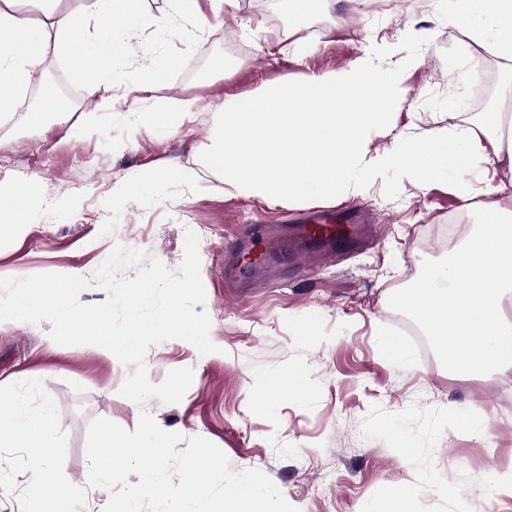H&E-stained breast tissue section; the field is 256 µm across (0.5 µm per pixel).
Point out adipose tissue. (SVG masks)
Here are the masks:
<instances>
[{"instance_id":"obj_1","label":"adipose tissue","mask_w":512,"mask_h":512,"mask_svg":"<svg viewBox=\"0 0 512 512\" xmlns=\"http://www.w3.org/2000/svg\"><path fill=\"white\" fill-rule=\"evenodd\" d=\"M16 2L0 0L1 113L13 109L52 53L97 93L101 78L130 52L127 34L146 21L143 0H86L82 9L52 15L49 25L25 26ZM452 20L472 44L512 61V0H455ZM382 53L374 47L349 69L269 86L222 107V140L208 163L223 174L225 189L244 184L271 203L333 201L363 193L388 164L423 187L476 163L512 168L498 117L480 136L435 130L369 155L370 132L386 127L406 95L375 67ZM455 190L466 203L483 197V224L449 256L445 271L392 300L436 339L449 374L511 381L512 212L498 205L500 188L492 182H461Z\"/></svg>"}]
</instances>
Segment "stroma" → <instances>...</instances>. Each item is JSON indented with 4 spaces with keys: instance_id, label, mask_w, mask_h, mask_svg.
<instances>
[{
    "instance_id": "35a3bbf8",
    "label": "stroma",
    "mask_w": 512,
    "mask_h": 512,
    "mask_svg": "<svg viewBox=\"0 0 512 512\" xmlns=\"http://www.w3.org/2000/svg\"><path fill=\"white\" fill-rule=\"evenodd\" d=\"M289 0H238L236 8L199 27L180 17L159 32L151 20L171 0H144L149 19L130 56L105 75L96 94L72 80L63 60L49 55L43 73L67 90L68 112L31 125L18 103L0 116V187L34 182L24 231L0 240V277L73 273L88 280L79 300L107 298L95 272L115 245L143 250L178 270L186 231L199 238L200 275L217 352L169 340L145 357L152 384L170 370L192 368L183 399L137 404L118 393L129 367L87 346L51 347L50 322L0 323V386L40 380L55 400L67 437L64 474L86 487L79 512H103L108 489L87 488L90 422L105 418L134 431L141 413L164 430L200 436L218 446L232 471L257 469L298 512H373L392 489L416 493L415 512H512V494L495 489L492 471L512 469V412L496 394L512 383L495 376L450 377L435 342H423L401 319L392 293L444 265L449 251L433 241L451 221L479 225L481 205L463 207L454 178L423 188L396 168L381 170L345 207L370 211L375 244L349 246L334 259L303 257L263 292L224 287V247L243 225L280 212L302 214L317 203L270 205L249 187L225 190L205 160L221 137V108L262 87L312 72L349 67L371 46L387 44L377 61L404 79L407 95L373 146L445 128L481 132L482 93L512 111L504 89L512 61L493 51L465 54L464 35L448 19L447 0H328L323 13L299 17ZM175 59L163 84L145 89L150 65ZM224 59L225 70L213 66ZM191 98L195 110L174 128L162 127L157 101ZM470 111H461V103ZM318 333L307 336L310 315ZM398 336L410 361L389 366L379 337ZM302 375L304 397L282 393L281 371ZM488 418L487 435L464 432L456 409ZM411 446V456L401 449Z\"/></svg>"
}]
</instances>
